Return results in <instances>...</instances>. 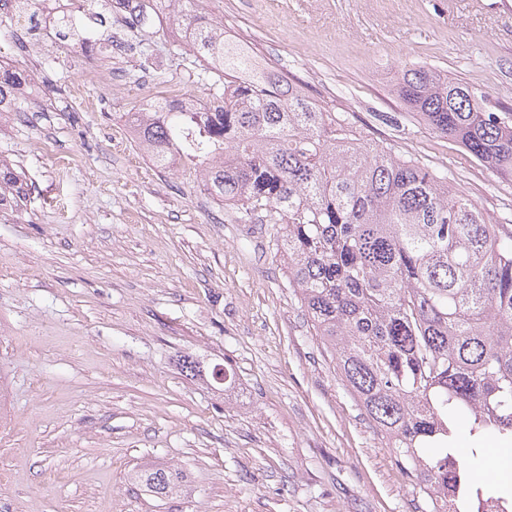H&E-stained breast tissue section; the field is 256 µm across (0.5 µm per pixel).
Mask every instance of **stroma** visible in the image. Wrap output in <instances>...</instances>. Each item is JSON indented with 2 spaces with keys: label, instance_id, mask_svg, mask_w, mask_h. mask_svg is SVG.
Wrapping results in <instances>:
<instances>
[{
  "label": "stroma",
  "instance_id": "stroma-1",
  "mask_svg": "<svg viewBox=\"0 0 512 512\" xmlns=\"http://www.w3.org/2000/svg\"><path fill=\"white\" fill-rule=\"evenodd\" d=\"M228 35L364 140L455 184L512 230V181L395 96L405 67L467 82L512 121V0H202ZM127 55L85 58L6 21L44 97L0 116V157L29 194L0 212V512H415L388 448L317 343L267 224H237L192 166L155 167L123 113L137 87L213 91L187 47L119 11L84 16ZM98 71L82 99L73 85ZM205 369L191 379L182 355ZM235 381H211L213 366ZM512 437L454 421L467 466ZM178 467L156 497L132 476Z\"/></svg>",
  "mask_w": 512,
  "mask_h": 512
}]
</instances>
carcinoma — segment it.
<instances>
[{
  "instance_id": "carcinoma-1",
  "label": "carcinoma",
  "mask_w": 512,
  "mask_h": 512,
  "mask_svg": "<svg viewBox=\"0 0 512 512\" xmlns=\"http://www.w3.org/2000/svg\"><path fill=\"white\" fill-rule=\"evenodd\" d=\"M197 62L223 63L224 91L187 110L163 101L128 112L134 142L158 168L187 159L203 189L238 224H272L277 253L321 347L348 393L411 478L417 512H456L460 461L448 455V409L476 434H512V232L414 159L357 137L275 68L240 82L253 55L215 38L224 23L197 0H163ZM77 17L54 31L73 41ZM26 70L0 66V104L26 111ZM395 93L437 134L512 180V122L468 83L426 66L403 71ZM24 180L0 160V209L25 199ZM133 480L177 493V468L152 465ZM475 497L511 503L478 485Z\"/></svg>"
}]
</instances>
